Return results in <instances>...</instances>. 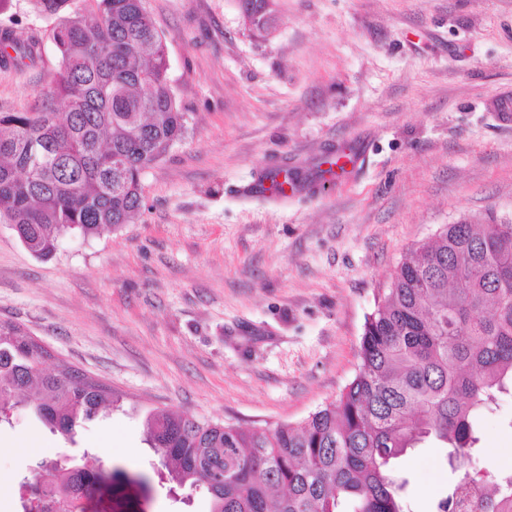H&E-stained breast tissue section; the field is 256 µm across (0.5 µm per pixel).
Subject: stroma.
Masks as SVG:
<instances>
[{"label": "stroma", "instance_id": "stroma-1", "mask_svg": "<svg viewBox=\"0 0 512 512\" xmlns=\"http://www.w3.org/2000/svg\"><path fill=\"white\" fill-rule=\"evenodd\" d=\"M272 35L237 0H145L167 40L187 132L142 174L140 218L29 252L0 224V320L122 394L74 441L31 409L0 426V512L31 461L81 455L147 474L112 512H209L174 500L144 433L148 412L273 427L336 398L357 370L365 317L398 263L445 225L512 213V0H277ZM38 0H0V29L42 37L0 62V112L37 106L56 65ZM362 144L354 180L319 185L324 157ZM287 197L262 192L277 171ZM484 464L512 468V396L479 425ZM36 438L38 447L21 444ZM411 512L448 491L432 442L397 461Z\"/></svg>", "mask_w": 512, "mask_h": 512}]
</instances>
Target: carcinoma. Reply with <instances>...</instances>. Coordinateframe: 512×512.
Here are the masks:
<instances>
[{"label":"carcinoma","mask_w":512,"mask_h":512,"mask_svg":"<svg viewBox=\"0 0 512 512\" xmlns=\"http://www.w3.org/2000/svg\"><path fill=\"white\" fill-rule=\"evenodd\" d=\"M39 0L58 66L42 106L0 112V224L35 256L58 238L132 223L141 175L182 140L186 113L168 77L166 44L144 0ZM262 36L266 0H239ZM39 39L0 32V61H34ZM70 438L119 396L66 363L42 368L41 347L0 321V424L30 404ZM512 391V217L447 224L413 249L365 320L354 378L297 425L264 430L175 412L148 413L149 447L177 488L203 486L210 512H408L398 458L426 441L446 448L451 479L436 512H512V469L467 468L478 422ZM23 478L21 512H102L117 468L66 459Z\"/></svg>","instance_id":"1"}]
</instances>
